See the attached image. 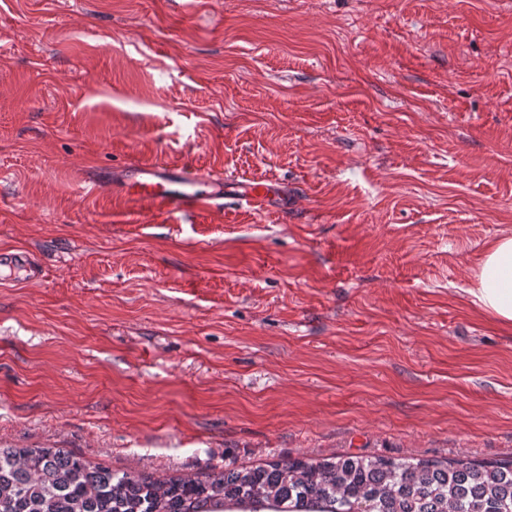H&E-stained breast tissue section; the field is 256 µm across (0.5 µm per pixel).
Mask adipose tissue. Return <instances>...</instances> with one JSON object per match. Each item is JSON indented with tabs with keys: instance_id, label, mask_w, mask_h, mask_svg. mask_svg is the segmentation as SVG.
Listing matches in <instances>:
<instances>
[{
	"instance_id": "1",
	"label": "adipose tissue",
	"mask_w": 512,
	"mask_h": 512,
	"mask_svg": "<svg viewBox=\"0 0 512 512\" xmlns=\"http://www.w3.org/2000/svg\"><path fill=\"white\" fill-rule=\"evenodd\" d=\"M472 303L495 322L512 327V236L493 240L484 250L474 273Z\"/></svg>"
}]
</instances>
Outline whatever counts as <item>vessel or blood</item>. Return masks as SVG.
<instances>
[{
    "instance_id": "1",
    "label": "vessel or blood",
    "mask_w": 512,
    "mask_h": 512,
    "mask_svg": "<svg viewBox=\"0 0 512 512\" xmlns=\"http://www.w3.org/2000/svg\"><path fill=\"white\" fill-rule=\"evenodd\" d=\"M117 190L151 205L169 206L181 211L217 206L228 192L257 208L288 196L287 185L281 183L273 184L261 178H227L189 166L160 162L138 166L134 179L118 184Z\"/></svg>"
}]
</instances>
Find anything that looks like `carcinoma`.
Instances as JSON below:
<instances>
[{
    "label": "carcinoma",
    "instance_id": "cac0c4a2",
    "mask_svg": "<svg viewBox=\"0 0 512 512\" xmlns=\"http://www.w3.org/2000/svg\"><path fill=\"white\" fill-rule=\"evenodd\" d=\"M512 512V459L296 458L152 481L62 448H0V512Z\"/></svg>",
    "mask_w": 512,
    "mask_h": 512
}]
</instances>
